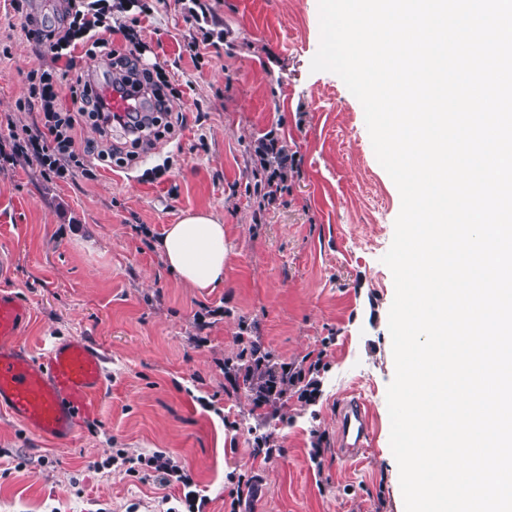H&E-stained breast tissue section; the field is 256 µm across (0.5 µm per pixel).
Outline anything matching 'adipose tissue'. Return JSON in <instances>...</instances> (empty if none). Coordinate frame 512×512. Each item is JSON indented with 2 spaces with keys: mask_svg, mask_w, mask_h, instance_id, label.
I'll use <instances>...</instances> for the list:
<instances>
[{
  "mask_svg": "<svg viewBox=\"0 0 512 512\" xmlns=\"http://www.w3.org/2000/svg\"><path fill=\"white\" fill-rule=\"evenodd\" d=\"M177 279L200 291L219 287L229 245L224 224L212 212L190 211L166 228L157 243Z\"/></svg>",
  "mask_w": 512,
  "mask_h": 512,
  "instance_id": "ef3b65f1",
  "label": "adipose tissue"
}]
</instances>
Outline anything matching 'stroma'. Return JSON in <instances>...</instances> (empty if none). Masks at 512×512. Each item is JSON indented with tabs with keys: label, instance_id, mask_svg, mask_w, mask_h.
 Listing matches in <instances>:
<instances>
[{
	"label": "stroma",
	"instance_id": "1",
	"mask_svg": "<svg viewBox=\"0 0 512 512\" xmlns=\"http://www.w3.org/2000/svg\"><path fill=\"white\" fill-rule=\"evenodd\" d=\"M208 2L233 48L199 67L180 53L189 26L178 0H141L119 15L139 21L153 57L184 87L171 99L187 118L179 142L95 181H49L23 157L0 163V289L32 311L20 342L40 355L57 339L86 337L104 350L111 381L98 419L69 443L45 444L0 413V512H163L166 495L184 512L181 487L125 474L112 461L120 450L162 451L184 466L207 499L203 512H229L241 475L261 490L241 512H404L386 402L394 283L382 261L400 193L360 101L336 74L310 70L318 0ZM37 64L0 0L1 124L37 121L19 107ZM272 129L298 165L288 194L258 219L245 148ZM192 210L220 216L230 244L224 283L209 292L180 283L155 247ZM204 305L216 313L201 331L193 315ZM246 326L276 362L324 364L315 400L289 393L276 418L281 451L265 462L251 456L253 394L224 377ZM353 394L370 405L375 441L342 461L336 409Z\"/></svg>",
	"mask_w": 512,
	"mask_h": 512
}]
</instances>
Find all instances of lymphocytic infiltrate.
<instances>
[{"label": "lymphocytic infiltrate", "instance_id": "obj_1", "mask_svg": "<svg viewBox=\"0 0 512 512\" xmlns=\"http://www.w3.org/2000/svg\"><path fill=\"white\" fill-rule=\"evenodd\" d=\"M33 0H9L27 40L34 45L39 65L28 71L29 97L24 109L37 111L40 120L32 128L10 130L11 153L34 159L46 179L81 175L94 181L102 169H125L159 142L179 137L185 125L183 113L172 111L169 98L175 91L165 68L146 58L134 26L114 21L106 0H55L52 12H39ZM184 20L194 33L184 41L193 62L221 57L227 37L215 27L208 0H180ZM119 72L121 85L144 92L147 114H112L97 89L94 76L100 60ZM96 136L83 138L85 128ZM320 360L310 361L304 372L290 364H277L269 373L268 394H277L282 382H294L300 396L318 391ZM126 473L147 467L160 473L166 485L190 487L192 478L165 453L151 456L121 455Z\"/></svg>", "mask_w": 512, "mask_h": 512}]
</instances>
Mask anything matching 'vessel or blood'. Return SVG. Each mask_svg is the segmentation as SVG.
Wrapping results in <instances>:
<instances>
[{"label":"vessel or blood","mask_w":512,"mask_h":512,"mask_svg":"<svg viewBox=\"0 0 512 512\" xmlns=\"http://www.w3.org/2000/svg\"><path fill=\"white\" fill-rule=\"evenodd\" d=\"M29 306L14 292L0 289V413L39 436L64 442L97 419L108 387L106 356L84 337L51 344L40 356L19 341L29 321ZM338 456H362L374 440V420L364 399L351 397L337 411Z\"/></svg>","instance_id":"1"}]
</instances>
